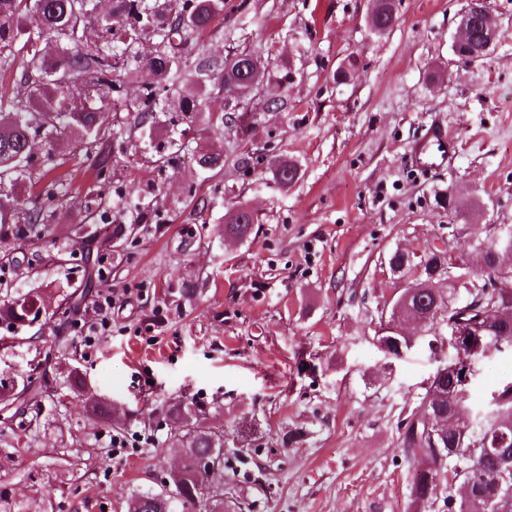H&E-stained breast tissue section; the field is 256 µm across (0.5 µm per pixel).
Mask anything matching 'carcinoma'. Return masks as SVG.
Instances as JSON below:
<instances>
[{"label": "carcinoma", "mask_w": 512, "mask_h": 512, "mask_svg": "<svg viewBox=\"0 0 512 512\" xmlns=\"http://www.w3.org/2000/svg\"><path fill=\"white\" fill-rule=\"evenodd\" d=\"M113 0L110 14L89 26L85 19L95 13L96 0H0V71L22 68L17 90L0 102V226L15 224L18 211L9 189L31 179L33 155L29 143L63 135L81 149L91 150L102 140L100 116L125 112L133 127L153 134L160 112L192 113L204 128L227 129L239 138L247 136L249 109L240 101L226 102L215 114L204 100L230 84L246 94L262 83L266 67L250 51L235 52L217 61L191 45V35L224 22V0ZM372 25L389 31L397 22L395 5L377 0ZM155 40L154 55L141 58L134 51L142 39ZM20 48H15V44ZM196 51L193 71L187 70L189 50ZM486 55L484 36L477 32L461 58L474 62ZM145 73L137 97H127L117 75L118 64ZM81 91L75 92L76 85ZM168 154L190 152L197 165L212 170L224 164L197 147L187 150L182 141H169ZM273 178L283 187L297 182L299 167L286 157L273 166ZM45 214L34 205L16 224L19 238L39 239L45 232ZM255 217L244 207L224 214V232L240 240L251 235ZM449 252L438 248L420 259L421 273L403 289V305L397 312L380 315L373 339L386 353L399 357L410 349L408 340L391 328L408 317L427 320L426 331L438 341L435 331L445 320L465 314L482 317L480 335L456 349L448 371L435 379L420 400L399 422L405 456L423 465L410 491L417 512H432L443 502L447 512H512V385L492 395L481 414L472 410L468 390L471 362L489 346L512 347V288L496 287L495 262L512 267V253L491 259L488 269L469 276L460 286L433 287L438 268L448 263ZM391 273L399 278L412 272L410 261L400 252L388 259ZM46 308V300L26 294L0 302V323L17 331L31 325ZM71 389L83 398L87 412L109 417L108 403L87 388L82 373H68ZM40 392H13L0 383V410L15 404H36ZM175 424L172 434L182 449L184 464L171 476L172 489L134 496L133 512H172V502L194 505L203 497L197 465L205 460L224 465V439L204 425L202 411L175 404L168 410ZM448 419V435L433 446L426 431L430 420ZM468 492L455 497L453 485Z\"/></svg>", "instance_id": "carcinoma-1"}]
</instances>
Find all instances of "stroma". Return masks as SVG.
<instances>
[{
	"label": "stroma",
	"mask_w": 512,
	"mask_h": 512,
	"mask_svg": "<svg viewBox=\"0 0 512 512\" xmlns=\"http://www.w3.org/2000/svg\"><path fill=\"white\" fill-rule=\"evenodd\" d=\"M395 5V26L376 34L372 0H224L223 26L200 44L270 54L284 108L263 109L254 89L243 140L182 112L147 136L108 112L100 156L59 142L16 188L19 208L44 204L48 232L0 235V298L31 291L49 307L20 334L0 324V380L40 368L46 386L39 407L0 418V512H128L133 495L167 490L179 401L223 435L212 491L236 512H409L415 466L397 424L454 352L422 340L394 358L375 343L406 284L388 258L439 248L480 265L457 207L512 225V0H488L502 34L472 64L452 50L466 0ZM434 120L455 156L421 173L407 153ZM173 136L223 167L163 163ZM276 157L300 165L293 187L273 179ZM237 205L257 221L235 243L224 213ZM108 289L112 330L86 346L85 309ZM73 368L115 407L111 424L84 411ZM471 369V402L485 404L512 384V351Z\"/></svg>",
	"instance_id": "obj_1"
}]
</instances>
